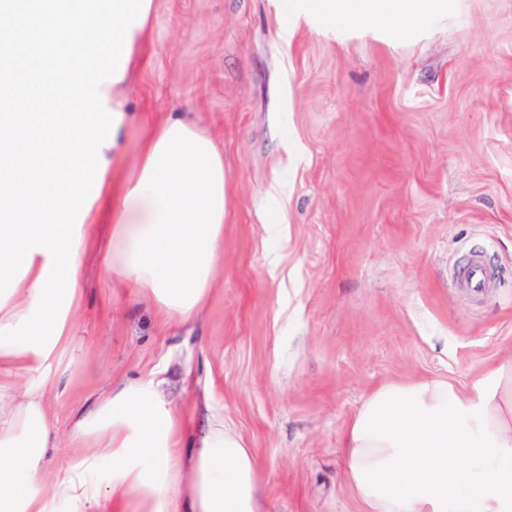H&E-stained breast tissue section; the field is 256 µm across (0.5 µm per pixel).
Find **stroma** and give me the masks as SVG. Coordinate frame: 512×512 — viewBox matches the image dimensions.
Masks as SVG:
<instances>
[{
  "instance_id": "stroma-1",
  "label": "stroma",
  "mask_w": 512,
  "mask_h": 512,
  "mask_svg": "<svg viewBox=\"0 0 512 512\" xmlns=\"http://www.w3.org/2000/svg\"><path fill=\"white\" fill-rule=\"evenodd\" d=\"M400 32L294 19L279 0H155L124 133L179 114L224 153V255L210 297L178 327L112 294L98 264L111 226L85 233L72 340L52 367L0 366V397L40 394L59 446L114 384L156 375L183 445L214 415L259 464L273 512H363L342 433L397 380L458 384L512 358V0H447ZM288 178L279 238L265 195ZM482 252L480 297L456 272Z\"/></svg>"
}]
</instances>
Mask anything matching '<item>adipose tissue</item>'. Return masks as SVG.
I'll list each match as a JSON object with an SVG mask.
<instances>
[{"label":"adipose tissue","instance_id":"adipose-tissue-1","mask_svg":"<svg viewBox=\"0 0 512 512\" xmlns=\"http://www.w3.org/2000/svg\"><path fill=\"white\" fill-rule=\"evenodd\" d=\"M331 21L397 31L441 0H303ZM154 0H0V365L30 371L57 361L71 338L84 229L111 215L104 267L150 298L169 322L206 303L224 246L226 175L215 142L179 118L143 137L120 178L131 64ZM152 377L112 387L81 409L72 436L108 437L112 468L93 481L97 454L45 473L49 414L29 394L0 420V512H271L251 448L222 420L181 459L183 426ZM341 460L364 512H512V360L470 386L443 378L384 383L344 430Z\"/></svg>","mask_w":512,"mask_h":512}]
</instances>
